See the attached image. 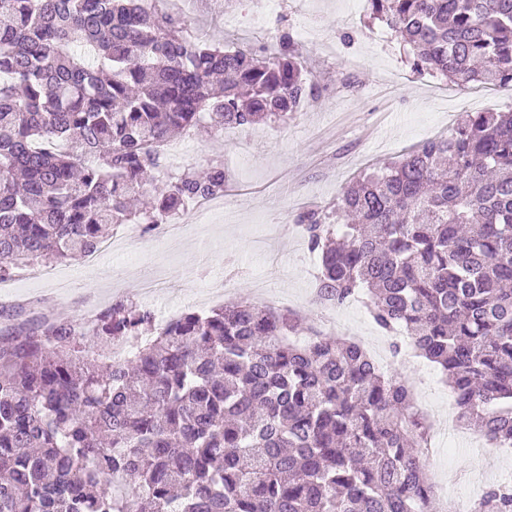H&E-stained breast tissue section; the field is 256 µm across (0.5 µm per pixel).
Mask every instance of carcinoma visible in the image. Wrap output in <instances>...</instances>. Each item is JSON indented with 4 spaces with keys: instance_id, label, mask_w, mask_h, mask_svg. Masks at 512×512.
<instances>
[{
    "instance_id": "1",
    "label": "carcinoma",
    "mask_w": 512,
    "mask_h": 512,
    "mask_svg": "<svg viewBox=\"0 0 512 512\" xmlns=\"http://www.w3.org/2000/svg\"><path fill=\"white\" fill-rule=\"evenodd\" d=\"M368 3L416 72L512 84V0ZM319 93L284 28L269 51L191 41L145 0H0V278L224 195L221 162L161 177L174 137L285 126ZM295 221L323 301L366 296L440 367L459 425L511 448L512 112L465 113ZM308 331L249 302L159 322L117 300L86 333L0 336V512H429L411 384L355 342L289 340ZM470 512H512V484Z\"/></svg>"
}]
</instances>
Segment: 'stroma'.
Listing matches in <instances>:
<instances>
[{"label":"stroma","instance_id":"1","mask_svg":"<svg viewBox=\"0 0 512 512\" xmlns=\"http://www.w3.org/2000/svg\"><path fill=\"white\" fill-rule=\"evenodd\" d=\"M191 36L233 35L253 0H173ZM286 25L323 85L318 102L288 126L259 124L225 129L223 136L190 134L176 140L187 165L200 170L223 161L229 181L223 213L198 225L194 236L167 243L141 225L113 229L111 252L96 263L57 262L24 268L13 287L0 291V309L23 304L31 317L60 315L83 322L128 299L157 318L188 311L206 313L241 300L297 311L318 324L311 303L318 263L293 224L306 209L334 205L345 188L376 163L394 161L425 141L448 135L464 112H511L512 87L457 90L431 74H418L393 36L376 40L365 0H283ZM151 278L154 293L142 297L139 281ZM344 322L348 340L363 342L380 330L362 302L324 315ZM483 468L473 452L441 447L426 470L448 471L449 494L476 497L479 474L512 470V449L486 447Z\"/></svg>","mask_w":512,"mask_h":512}]
</instances>
